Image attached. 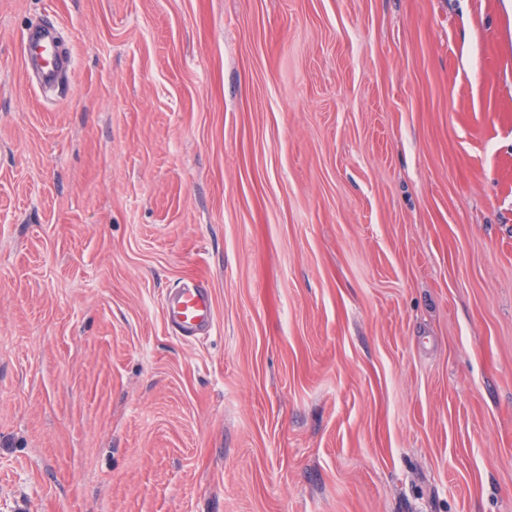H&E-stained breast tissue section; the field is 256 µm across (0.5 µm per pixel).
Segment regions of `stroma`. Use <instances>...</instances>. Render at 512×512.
<instances>
[{"instance_id": "35a3bbf8", "label": "stroma", "mask_w": 512, "mask_h": 512, "mask_svg": "<svg viewBox=\"0 0 512 512\" xmlns=\"http://www.w3.org/2000/svg\"><path fill=\"white\" fill-rule=\"evenodd\" d=\"M0 512H512V0H0ZM54 26H39L28 33L29 57L42 60L48 51L49 36ZM165 312L179 336L193 337L212 328V301L204 283L186 284L171 292Z\"/></svg>"}]
</instances>
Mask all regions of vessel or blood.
I'll list each match as a JSON object with an SVG mask.
<instances>
[{
  "instance_id": "vessel-or-blood-1",
  "label": "vessel or blood",
  "mask_w": 512,
  "mask_h": 512,
  "mask_svg": "<svg viewBox=\"0 0 512 512\" xmlns=\"http://www.w3.org/2000/svg\"><path fill=\"white\" fill-rule=\"evenodd\" d=\"M50 27L40 26L29 32L27 41L31 59L40 60L48 51ZM166 316L180 336L193 337L208 332L213 324L212 301L206 284H187L171 292L166 301Z\"/></svg>"
}]
</instances>
